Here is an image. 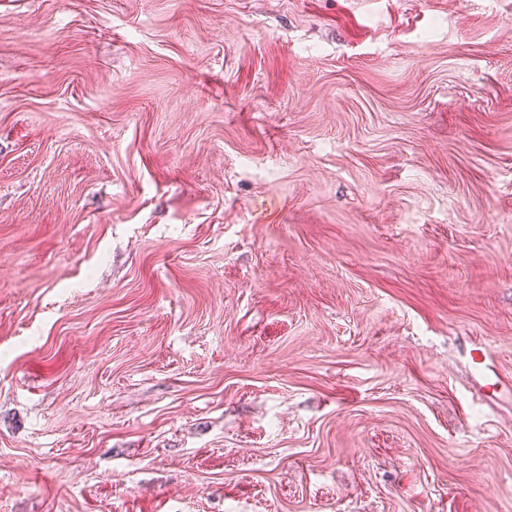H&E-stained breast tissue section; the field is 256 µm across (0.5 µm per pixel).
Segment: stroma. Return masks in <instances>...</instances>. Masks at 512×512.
Segmentation results:
<instances>
[{
	"label": "stroma",
	"mask_w": 512,
	"mask_h": 512,
	"mask_svg": "<svg viewBox=\"0 0 512 512\" xmlns=\"http://www.w3.org/2000/svg\"><path fill=\"white\" fill-rule=\"evenodd\" d=\"M512 0H0V512H512ZM476 351L479 355L474 358V363L483 399L487 404H495L504 399L511 401L512 381L502 379L495 370L492 350L486 344H482Z\"/></svg>",
	"instance_id": "35a3bbf8"
}]
</instances>
